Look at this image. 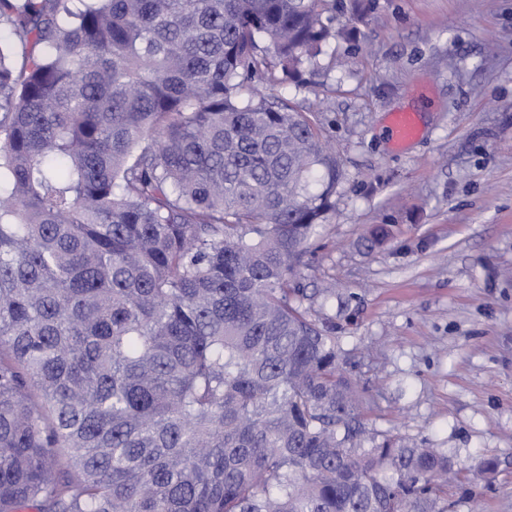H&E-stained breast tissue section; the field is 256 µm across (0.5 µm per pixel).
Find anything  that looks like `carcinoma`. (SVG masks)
<instances>
[{
  "instance_id": "1",
  "label": "carcinoma",
  "mask_w": 512,
  "mask_h": 512,
  "mask_svg": "<svg viewBox=\"0 0 512 512\" xmlns=\"http://www.w3.org/2000/svg\"><path fill=\"white\" fill-rule=\"evenodd\" d=\"M336 0H0V512H449L292 280Z\"/></svg>"
}]
</instances>
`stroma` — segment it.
I'll list each match as a JSON object with an SVG mask.
<instances>
[{
  "label": "stroma",
  "instance_id": "35a3bbf8",
  "mask_svg": "<svg viewBox=\"0 0 512 512\" xmlns=\"http://www.w3.org/2000/svg\"><path fill=\"white\" fill-rule=\"evenodd\" d=\"M337 42L267 98L316 111L345 173L299 287L326 306L375 430L478 456L497 471L449 487L455 512H512V0H366ZM419 113L401 150L391 113ZM387 237H368L376 227Z\"/></svg>",
  "mask_w": 512,
  "mask_h": 512
}]
</instances>
